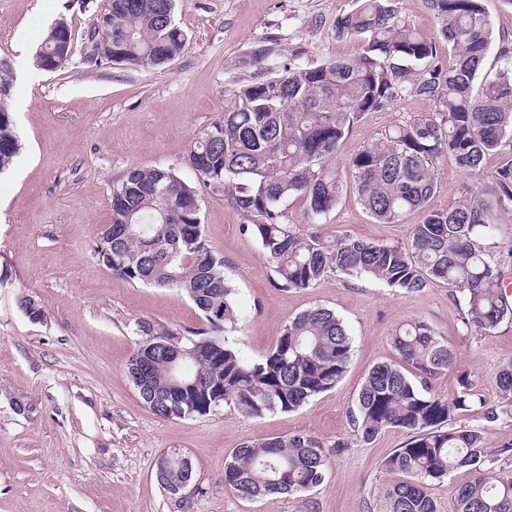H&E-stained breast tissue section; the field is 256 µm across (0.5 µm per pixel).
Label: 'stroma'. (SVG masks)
I'll return each instance as SVG.
<instances>
[{
	"label": "stroma",
	"mask_w": 512,
	"mask_h": 512,
	"mask_svg": "<svg viewBox=\"0 0 512 512\" xmlns=\"http://www.w3.org/2000/svg\"><path fill=\"white\" fill-rule=\"evenodd\" d=\"M358 0H175L184 47L161 67L97 59L94 27L102 0H0V60L9 65V100L22 149L0 174V512H388L383 462L407 435L388 431L369 445L350 423L368 370L393 359L391 338L414 320L447 338L460 369L494 405L495 372L512 360V320L465 333L461 306L447 284L405 292L369 277L328 274L316 286L283 290L245 217L223 195L197 189L204 234L223 256L236 289V342L243 359L264 358L301 312L331 309L344 322L353 356L342 381L295 411L259 418L222 408L204 417L164 419L140 400L126 369L139 342L136 319L194 326L200 316L175 288L132 282L98 260L97 237L111 221L112 190L136 168L173 169L188 183L196 136L224 112L230 89L354 57L359 44L335 35L336 21ZM66 21L73 53L65 68L38 69L34 56L49 28ZM265 50L254 60L255 50ZM405 99L366 113L342 143L337 166L374 135L427 112ZM430 201L448 209L474 180L451 159L435 170ZM289 223L306 237L350 234L376 243L405 241L419 214L378 224L353 190L311 222L289 199ZM42 306L41 320L19 308V295ZM310 433L347 441L328 461L322 485L294 495L240 499L224 487V464L240 444ZM177 448L193 465L199 491L182 508L157 485L154 463Z\"/></svg>",
	"instance_id": "stroma-1"
}]
</instances>
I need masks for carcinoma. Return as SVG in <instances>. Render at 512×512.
<instances>
[{"label":"carcinoma","instance_id":"obj_1","mask_svg":"<svg viewBox=\"0 0 512 512\" xmlns=\"http://www.w3.org/2000/svg\"><path fill=\"white\" fill-rule=\"evenodd\" d=\"M440 35L456 53L441 59L439 43L403 16L395 0H360L336 21V37L356 39L361 52L230 91L224 114L208 126L222 139L195 140L189 156L202 155L208 171L198 182L224 194L247 219L243 231L257 239L284 289L312 288L328 273L370 276L392 288L419 292L444 281L463 301L461 328L489 332L512 319L503 273L493 254L502 217L512 215V165L484 177L488 157L512 138V45H501L492 77H481L494 42L483 0H425ZM112 30L101 31L102 50L119 49L125 62L160 66L158 55H179L184 39L163 20L157 0H109ZM416 98L429 110L394 124L363 145L348 161L352 188L379 224H397L413 212L406 241L378 244L344 234L332 241L303 237L288 223V198H302L310 215L332 211L346 188L330 164L352 126L368 112ZM21 144L13 115L0 112V174L9 170ZM452 159L477 185L446 210L428 209L438 189V163ZM167 189V199L154 190ZM111 223L97 245L99 262L130 281L181 290L195 305L198 327L134 322V334L154 341L178 333L181 350L205 353L176 357L157 346L149 365L148 393L140 399L157 416H207L222 407L247 417L291 412L330 391L343 379L352 341L330 309L314 307L284 326L262 360L247 362L224 333L238 321L235 291L224 257L206 239L200 212L187 211L196 188L171 169L130 171L113 188ZM395 361L372 365L358 392L351 421L357 441L368 445L389 429L408 439L384 460L396 479L384 489L389 512H437L429 486L463 470L469 479L454 489V512H512V476L487 467L485 433L454 423L455 416L485 400L474 392L471 373L457 375L451 399L430 392L432 380L454 368L448 340L422 321L405 324L392 337ZM190 384L171 408L172 381ZM498 404L491 422L512 420V361L495 375ZM348 447L307 433L243 443L224 464V486L252 500L308 491L323 483L329 457Z\"/></svg>","mask_w":512,"mask_h":512}]
</instances>
